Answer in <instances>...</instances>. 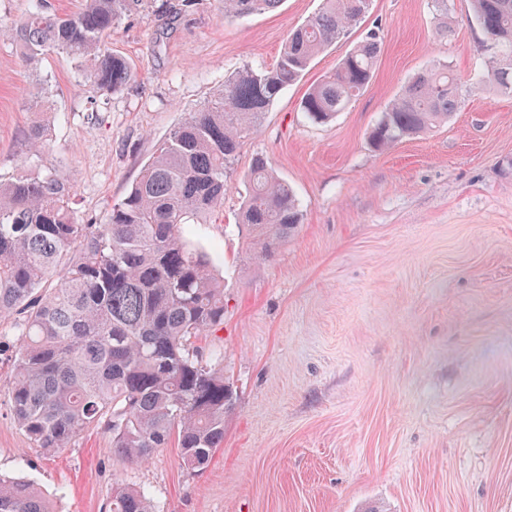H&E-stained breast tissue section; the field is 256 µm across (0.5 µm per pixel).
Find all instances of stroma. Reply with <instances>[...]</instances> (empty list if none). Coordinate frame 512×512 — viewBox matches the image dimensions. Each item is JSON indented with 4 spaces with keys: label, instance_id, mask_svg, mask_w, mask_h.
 <instances>
[{
    "label": "stroma",
    "instance_id": "1",
    "mask_svg": "<svg viewBox=\"0 0 512 512\" xmlns=\"http://www.w3.org/2000/svg\"><path fill=\"white\" fill-rule=\"evenodd\" d=\"M320 7L228 18L224 0H145L109 39L132 70L114 94L63 53L31 71L0 38V178L61 165L78 216L104 222L175 125L238 69L273 66ZM448 12L440 35L431 0H371L242 139L221 210L184 226L224 278V325L195 341L223 355L233 393L207 467L186 470L173 444L120 461L97 428L43 452L13 421L0 356V473L33 478L58 512H106L118 483L157 512H512V95L487 76L469 0ZM370 31L371 82L312 123L305 94ZM434 63L461 78L458 110L373 151L385 106ZM258 157L302 213L269 258L235 226Z\"/></svg>",
    "mask_w": 512,
    "mask_h": 512
}]
</instances>
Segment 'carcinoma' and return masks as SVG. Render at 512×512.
<instances>
[{
  "mask_svg": "<svg viewBox=\"0 0 512 512\" xmlns=\"http://www.w3.org/2000/svg\"><path fill=\"white\" fill-rule=\"evenodd\" d=\"M282 0H224V15L273 11ZM370 0H322L294 30L270 69L246 66L224 91L192 112L158 146L104 224H85L59 170L0 179V331L13 347L8 391L14 422L47 453L67 448L89 427L112 435L122 461H144L173 440L184 466L204 469L224 442L230 394L223 359H199L192 339L224 324V280L211 256L187 241L224 205L241 138L314 58L344 36ZM490 51L497 88L512 94V0H470ZM140 0H83L57 13L40 0L21 26L0 29L35 65L69 55L84 77L116 93L130 81L128 60L106 45ZM371 33L312 85L302 109L316 123L343 111L370 82L377 57ZM460 79L438 65L407 84L370 133L383 151L448 119ZM293 189L258 158L249 175L239 227L270 256L300 223ZM0 512H56L26 477L0 476ZM109 512H155L143 489L116 485Z\"/></svg>",
  "mask_w": 512,
  "mask_h": 512,
  "instance_id": "cac0c4a2",
  "label": "carcinoma"
}]
</instances>
